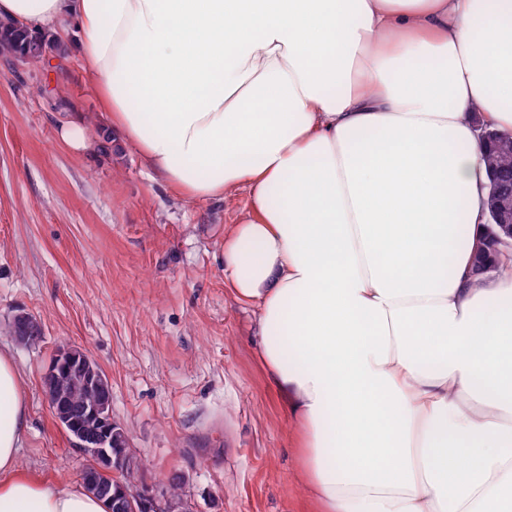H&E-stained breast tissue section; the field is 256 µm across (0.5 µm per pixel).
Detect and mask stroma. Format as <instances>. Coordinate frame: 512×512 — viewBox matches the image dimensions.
Wrapping results in <instances>:
<instances>
[{"label": "stroma", "instance_id": "35a3bbf8", "mask_svg": "<svg viewBox=\"0 0 512 512\" xmlns=\"http://www.w3.org/2000/svg\"><path fill=\"white\" fill-rule=\"evenodd\" d=\"M73 112L102 124L74 44L38 63L0 55V345L29 390L21 466L81 481L86 458L42 387L55 351L76 347L110 383L143 485L180 477L195 512H320L252 310L224 280L221 241L247 192L191 202L121 141L72 151L56 122ZM20 311L40 321L39 344L9 335Z\"/></svg>", "mask_w": 512, "mask_h": 512}]
</instances>
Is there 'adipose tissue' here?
<instances>
[{
  "label": "adipose tissue",
  "mask_w": 512,
  "mask_h": 512,
  "mask_svg": "<svg viewBox=\"0 0 512 512\" xmlns=\"http://www.w3.org/2000/svg\"><path fill=\"white\" fill-rule=\"evenodd\" d=\"M64 17L109 132L187 199L247 190L224 278L324 512H512V278L471 273L512 0H0ZM28 424L0 347V512H108L20 467Z\"/></svg>",
  "instance_id": "obj_1"
}]
</instances>
